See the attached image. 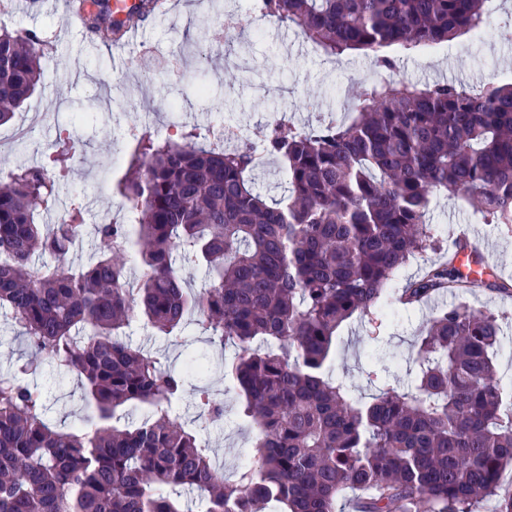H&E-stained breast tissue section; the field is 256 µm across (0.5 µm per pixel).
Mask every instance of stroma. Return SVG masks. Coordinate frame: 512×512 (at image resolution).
I'll use <instances>...</instances> for the list:
<instances>
[{
    "instance_id": "1",
    "label": "stroma",
    "mask_w": 512,
    "mask_h": 512,
    "mask_svg": "<svg viewBox=\"0 0 512 512\" xmlns=\"http://www.w3.org/2000/svg\"><path fill=\"white\" fill-rule=\"evenodd\" d=\"M489 9L495 24L484 39L463 35L400 55L401 75L419 83L465 86L512 82V0H491ZM229 14L238 16L240 25L226 40L222 34ZM251 16V0H166L162 12L114 49L67 28L44 5L32 10L27 0H13L11 10L0 14V24L40 30L47 42L41 84L13 119L0 126V172L44 164L56 143L67 137L82 146L57 185L54 204L39 217L41 223L55 224L71 197H82L89 228L70 252L67 266L75 269L87 262L99 245L93 225L116 215L122 204L115 185L133 151L126 136L130 126L176 140L181 133L201 134L225 120L240 126L243 136L258 145L283 117L306 130L341 119L352 90L377 77L365 51L349 50L335 61L286 23L270 17L257 29ZM161 97L181 103L178 116L154 111ZM427 223L436 248L405 265L397 286L420 276L425 261L439 260L450 240L462 236L486 250L495 275L512 279V224L486 223L466 199L442 193L432 197ZM457 299L446 294L433 305L389 307L352 318L338 333L333 374L359 397L387 383L410 390L406 371L417 336L437 308ZM458 300L496 317L501 330L496 361L504 381L512 382V296L476 288ZM122 335L128 344L158 351L178 367L191 354L207 358L209 370L195 382L211 386L228 412L223 424L210 428L205 437L223 463L225 477L235 479L256 431L236 414V394L224 379V360L233 348L215 350L191 325L178 335L161 336L135 320ZM31 380L41 390L53 423H82L88 410L74 377L46 359Z\"/></svg>"
}]
</instances>
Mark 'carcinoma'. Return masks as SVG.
I'll return each instance as SVG.
<instances>
[{
  "mask_svg": "<svg viewBox=\"0 0 512 512\" xmlns=\"http://www.w3.org/2000/svg\"><path fill=\"white\" fill-rule=\"evenodd\" d=\"M94 2L90 29L111 33L110 3ZM487 2L262 0L324 52L363 50L390 73L362 85L340 121L270 126L264 155L288 178L279 200L249 181L259 164L249 141L216 150L191 131L179 143L133 127L116 185L122 216L95 225L99 248L73 271L64 261L85 231L81 198L50 230L36 215L79 143L63 139L47 165L0 176V308L31 351L0 372V512H188L169 486L198 491L200 512H336L340 497L358 512H473L490 496L512 512L501 482L512 467V392L493 360L495 317L439 309L418 337L410 391L384 385L363 400L329 375L339 327L383 308L399 270L430 247L433 194L461 195L491 223L512 224V83L419 85L382 53L476 33ZM44 46L34 31L0 27V125L39 85ZM43 254L57 264L35 265ZM178 256L205 267L201 288L188 286ZM456 256L406 283L402 304L479 286L512 296V283L480 271L464 279ZM134 318L165 336L193 324L210 345L235 349L224 378L257 431L237 479L200 438L224 420V399L193 388L186 429L173 410L194 359L177 370L124 342ZM42 353L80 383L91 411L81 425L55 428L41 391L23 381ZM130 405L142 423L113 425Z\"/></svg>",
  "mask_w": 512,
  "mask_h": 512,
  "instance_id": "obj_1",
  "label": "carcinoma"
}]
</instances>
